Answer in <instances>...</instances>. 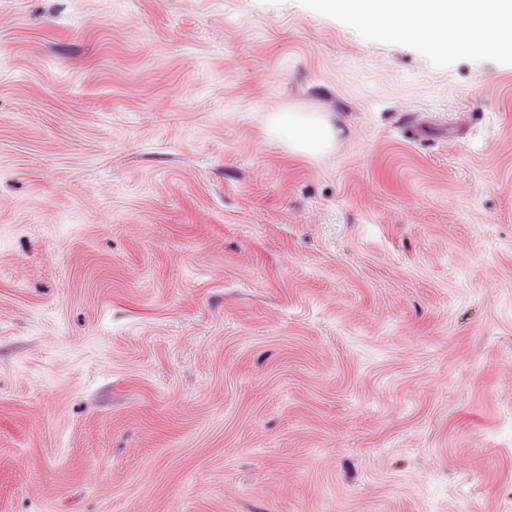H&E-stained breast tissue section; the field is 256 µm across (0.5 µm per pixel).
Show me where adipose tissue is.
Masks as SVG:
<instances>
[{
  "label": "adipose tissue",
  "instance_id": "1",
  "mask_svg": "<svg viewBox=\"0 0 512 512\" xmlns=\"http://www.w3.org/2000/svg\"><path fill=\"white\" fill-rule=\"evenodd\" d=\"M327 10L344 14L360 27L387 37L416 39L435 52L512 55V0H322ZM274 132L295 150L328 149L337 130L324 115L283 112Z\"/></svg>",
  "mask_w": 512,
  "mask_h": 512
}]
</instances>
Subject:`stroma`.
I'll return each mask as SVG.
<instances>
[{
	"label": "stroma",
	"mask_w": 512,
	"mask_h": 512,
	"mask_svg": "<svg viewBox=\"0 0 512 512\" xmlns=\"http://www.w3.org/2000/svg\"><path fill=\"white\" fill-rule=\"evenodd\" d=\"M0 512H512V57L0 0ZM274 132L287 139L295 150L311 154L328 149L337 136L327 117L304 112H281L274 120Z\"/></svg>",
	"instance_id": "1"
}]
</instances>
